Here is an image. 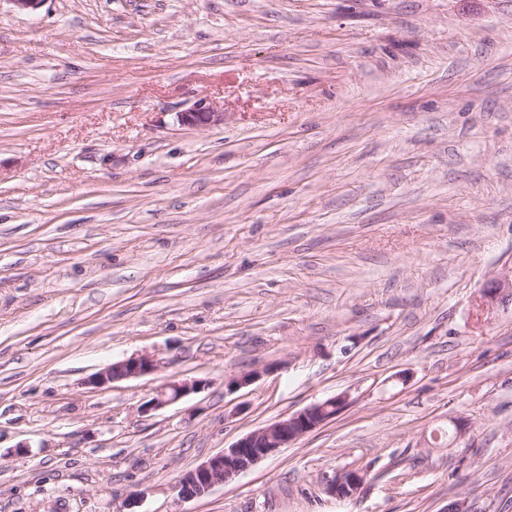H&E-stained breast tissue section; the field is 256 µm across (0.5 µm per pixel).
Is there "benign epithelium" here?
<instances>
[{"label": "benign epithelium", "instance_id": "7a95c632", "mask_svg": "<svg viewBox=\"0 0 512 512\" xmlns=\"http://www.w3.org/2000/svg\"><path fill=\"white\" fill-rule=\"evenodd\" d=\"M179 121L189 126H204L224 121V113L198 103L194 108L181 112ZM512 300V279L494 280L483 289L476 302V316L483 319L499 302ZM160 362L154 356L142 353L113 363L89 380L95 387H104L114 381L138 378L154 373ZM201 380L174 379L157 391L156 395L145 402L142 412L148 413L169 404L178 402L189 394L201 390ZM346 397L337 396L323 402L313 403L288 417L268 424L240 438L231 447L210 457L194 470L179 477L175 484L177 496L182 501H189L207 494L216 486L224 485L248 470L264 458L271 456L292 442L315 430L327 420V409H342ZM364 482V473L356 469L345 470L329 484V492L337 496H350Z\"/></svg>", "mask_w": 512, "mask_h": 512}]
</instances>
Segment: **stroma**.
Returning <instances> with one entry per match:
<instances>
[{
  "instance_id": "obj_1",
  "label": "stroma",
  "mask_w": 512,
  "mask_h": 512,
  "mask_svg": "<svg viewBox=\"0 0 512 512\" xmlns=\"http://www.w3.org/2000/svg\"><path fill=\"white\" fill-rule=\"evenodd\" d=\"M511 277L512 0H0V512H512ZM179 121L189 126H204L208 124H217L224 120L221 112H214L210 107H206L203 101L199 102L194 108L181 112L178 115ZM512 300V279L494 280L484 288L476 302V316L481 320L485 315L491 313V310L498 302ZM159 367L160 362L154 355L136 354L103 368L93 375L89 383L98 388L104 387L114 381L150 375ZM202 380H177L174 379L157 391L156 395L145 402L142 406V412L148 413L162 408L169 404L178 402L189 394L201 390ZM345 405V396L333 397L250 432L231 447L225 448L224 452L210 457L194 470L180 476L175 484L178 498L189 501L207 494L216 486L228 483L332 418L327 416L328 408L340 411ZM364 473L356 469L345 470L329 484V492L337 496H350L356 492L364 482Z\"/></svg>"
}]
</instances>
